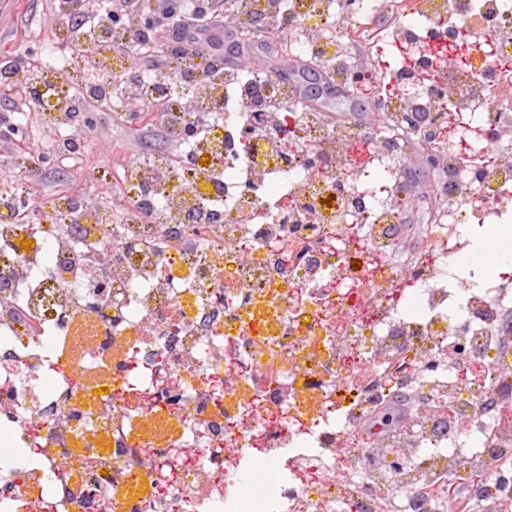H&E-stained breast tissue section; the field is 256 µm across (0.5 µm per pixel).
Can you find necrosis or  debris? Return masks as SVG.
<instances>
[{
    "label": "necrosis or debris",
    "instance_id": "1",
    "mask_svg": "<svg viewBox=\"0 0 512 512\" xmlns=\"http://www.w3.org/2000/svg\"><path fill=\"white\" fill-rule=\"evenodd\" d=\"M241 2L298 13L289 49L329 61L336 85L379 62L405 89L383 101L391 124L351 164L356 125L248 72L193 83L180 118L155 113L178 151L141 155L116 196L57 194L54 232L0 182V512H440L448 487L483 473L493 495L512 470V272L476 283L453 268L474 226L512 223V115L491 97L512 0ZM92 28L113 94L180 97L181 79L131 77L113 53L125 18L98 12ZM465 30L476 46L452 98L432 47ZM22 76L28 110L0 124L31 173L46 154L86 155L80 56ZM31 114L53 140L24 137ZM452 118L508 160L483 175L448 148ZM417 144L438 218L397 265V176ZM451 347L478 378L455 379ZM363 367L368 382H345ZM397 393L424 415L360 447Z\"/></svg>",
    "mask_w": 512,
    "mask_h": 512
}]
</instances>
